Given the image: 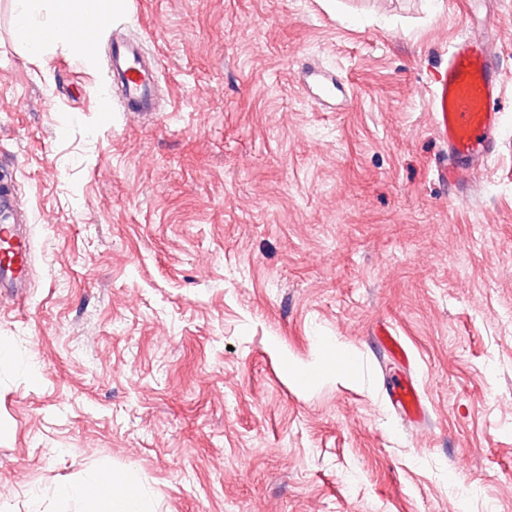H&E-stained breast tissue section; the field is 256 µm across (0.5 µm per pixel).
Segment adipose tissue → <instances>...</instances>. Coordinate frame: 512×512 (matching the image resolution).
<instances>
[{"instance_id": "ef3b65f1", "label": "adipose tissue", "mask_w": 512, "mask_h": 512, "mask_svg": "<svg viewBox=\"0 0 512 512\" xmlns=\"http://www.w3.org/2000/svg\"><path fill=\"white\" fill-rule=\"evenodd\" d=\"M124 0H12L13 37L28 55L41 57L67 39L73 25L86 23L104 32L123 10ZM87 512H149L147 504L129 492V480L109 468L64 484L51 495L52 512H71L73 502Z\"/></svg>"}]
</instances>
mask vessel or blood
Wrapping results in <instances>:
<instances>
[{"mask_svg": "<svg viewBox=\"0 0 512 512\" xmlns=\"http://www.w3.org/2000/svg\"><path fill=\"white\" fill-rule=\"evenodd\" d=\"M75 38L86 53L104 55L123 111L140 115L156 111L159 64L140 37L118 35L105 46L94 27L81 25ZM499 52L494 21L467 24L464 33L449 46L445 68L430 85L431 122L444 146L437 177L458 204L468 202L478 175L501 147L499 103L504 91ZM27 222L13 190L0 188V290L21 287L28 276L32 241ZM388 399L402 420L413 423L425 414L413 382L393 384Z\"/></svg>", "mask_w": 512, "mask_h": 512, "instance_id": "obj_1", "label": "vessel or blood"}]
</instances>
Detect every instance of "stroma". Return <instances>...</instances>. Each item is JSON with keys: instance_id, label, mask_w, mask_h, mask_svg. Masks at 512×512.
Instances as JSON below:
<instances>
[{"instance_id": "stroma-1", "label": "stroma", "mask_w": 512, "mask_h": 512, "mask_svg": "<svg viewBox=\"0 0 512 512\" xmlns=\"http://www.w3.org/2000/svg\"><path fill=\"white\" fill-rule=\"evenodd\" d=\"M488 14L506 146L461 206L427 88ZM117 25L158 113L102 94V58L22 52L0 0L32 238L0 301V512L100 466L153 512H512V0H127ZM328 340L352 371L299 379ZM388 399L395 413L404 421L414 423L425 414L421 396L412 381H399L388 391Z\"/></svg>"}]
</instances>
